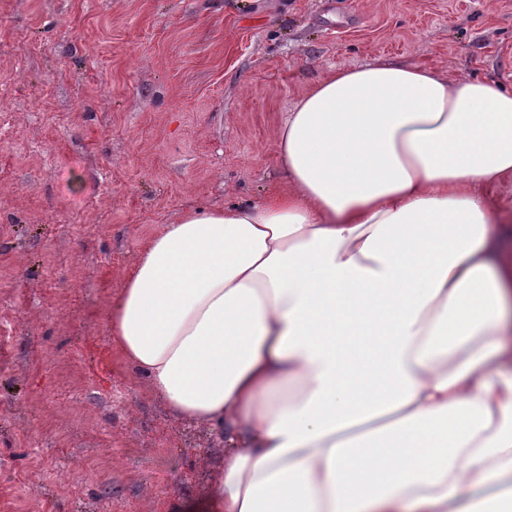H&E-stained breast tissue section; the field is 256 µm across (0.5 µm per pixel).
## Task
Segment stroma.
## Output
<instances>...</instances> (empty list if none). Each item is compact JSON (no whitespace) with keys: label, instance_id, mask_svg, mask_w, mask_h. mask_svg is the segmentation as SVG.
Returning a JSON list of instances; mask_svg holds the SVG:
<instances>
[{"label":"stroma","instance_id":"1","mask_svg":"<svg viewBox=\"0 0 512 512\" xmlns=\"http://www.w3.org/2000/svg\"><path fill=\"white\" fill-rule=\"evenodd\" d=\"M508 47L512 0H0V512H206L226 441L111 341L141 247L286 192L278 128L336 68Z\"/></svg>","mask_w":512,"mask_h":512}]
</instances>
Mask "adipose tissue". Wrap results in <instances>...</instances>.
<instances>
[{
  "mask_svg": "<svg viewBox=\"0 0 512 512\" xmlns=\"http://www.w3.org/2000/svg\"><path fill=\"white\" fill-rule=\"evenodd\" d=\"M278 143L288 191L184 209L110 316L172 415L223 429L208 512H512V88L377 58Z\"/></svg>",
  "mask_w": 512,
  "mask_h": 512,
  "instance_id": "obj_1",
  "label": "adipose tissue"
}]
</instances>
